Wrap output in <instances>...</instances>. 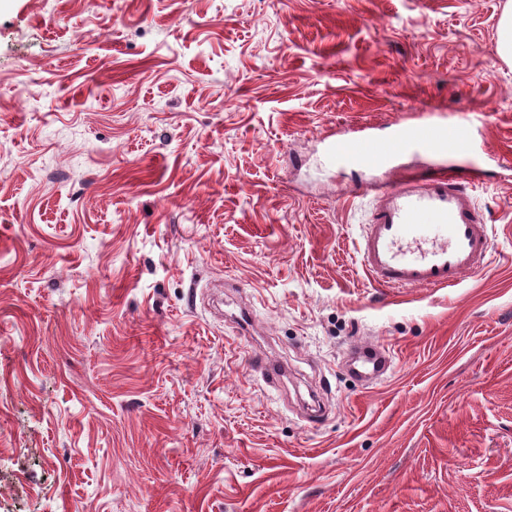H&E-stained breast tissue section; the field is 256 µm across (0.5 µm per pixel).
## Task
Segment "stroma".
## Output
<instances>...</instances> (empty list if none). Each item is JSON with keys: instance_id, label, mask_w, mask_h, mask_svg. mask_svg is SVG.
Segmentation results:
<instances>
[{"instance_id": "obj_1", "label": "stroma", "mask_w": 512, "mask_h": 512, "mask_svg": "<svg viewBox=\"0 0 512 512\" xmlns=\"http://www.w3.org/2000/svg\"><path fill=\"white\" fill-rule=\"evenodd\" d=\"M507 2L0 0V512H512ZM423 104L491 265L385 291L323 140ZM498 29L497 53L503 60L512 62V7L501 16ZM352 349L357 352L358 356L355 362L351 364V370L360 381L378 378L391 367L392 357L390 352L382 345L364 347L354 345ZM356 362H360V364L356 365ZM254 365L267 380L274 384L288 376V369L284 364L265 355L256 360Z\"/></svg>"}]
</instances>
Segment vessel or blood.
Wrapping results in <instances>:
<instances>
[{
  "instance_id": "1",
  "label": "vessel or blood",
  "mask_w": 512,
  "mask_h": 512,
  "mask_svg": "<svg viewBox=\"0 0 512 512\" xmlns=\"http://www.w3.org/2000/svg\"><path fill=\"white\" fill-rule=\"evenodd\" d=\"M471 124L423 121L399 123L387 137L372 127L355 128L334 139L332 158L352 168L392 169L405 155L428 163V172L373 184L370 219L359 252L370 281L380 288H454L485 273L490 253L487 219L472 193L490 170L448 168V154L476 149ZM352 371L362 381L378 378L392 364L383 346L357 347Z\"/></svg>"
}]
</instances>
